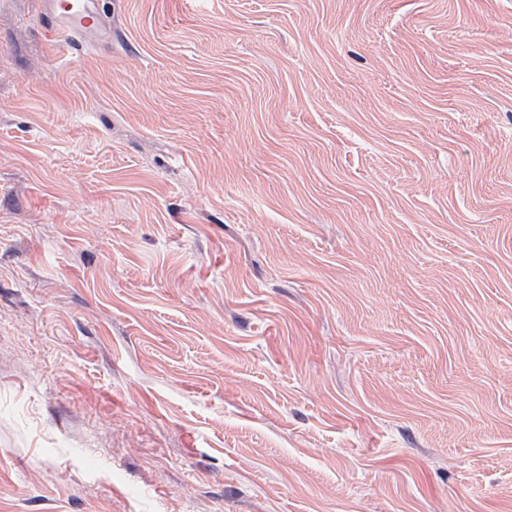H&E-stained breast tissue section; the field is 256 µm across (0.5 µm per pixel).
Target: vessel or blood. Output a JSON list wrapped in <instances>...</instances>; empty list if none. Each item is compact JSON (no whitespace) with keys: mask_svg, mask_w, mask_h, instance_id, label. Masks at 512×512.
Wrapping results in <instances>:
<instances>
[{"mask_svg":"<svg viewBox=\"0 0 512 512\" xmlns=\"http://www.w3.org/2000/svg\"><path fill=\"white\" fill-rule=\"evenodd\" d=\"M42 20L54 32L94 41L106 32L105 15L95 0H42Z\"/></svg>","mask_w":512,"mask_h":512,"instance_id":"1","label":"vessel or blood"}]
</instances>
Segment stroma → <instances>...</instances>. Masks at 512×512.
Masks as SVG:
<instances>
[{"label":"stroma","mask_w":512,"mask_h":512,"mask_svg":"<svg viewBox=\"0 0 512 512\" xmlns=\"http://www.w3.org/2000/svg\"><path fill=\"white\" fill-rule=\"evenodd\" d=\"M0 0V512H512V0ZM42 20L53 28L54 34H66L67 42L79 35L93 44L107 31L105 15L94 0H43Z\"/></svg>","instance_id":"35a3bbf8"}]
</instances>
